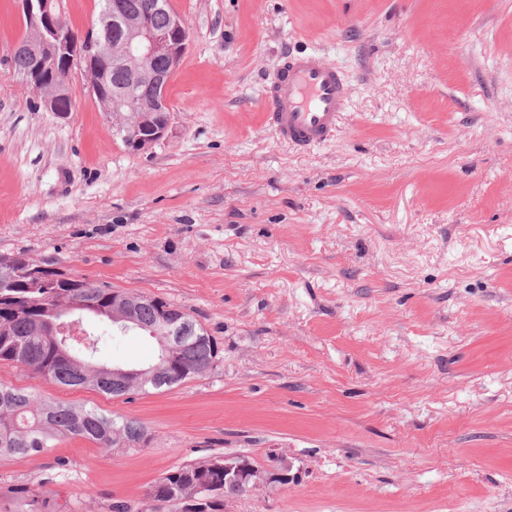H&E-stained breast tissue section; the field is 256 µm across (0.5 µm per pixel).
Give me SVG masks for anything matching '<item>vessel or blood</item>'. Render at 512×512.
Segmentation results:
<instances>
[{
    "label": "vessel or blood",
    "instance_id": "obj_1",
    "mask_svg": "<svg viewBox=\"0 0 512 512\" xmlns=\"http://www.w3.org/2000/svg\"><path fill=\"white\" fill-rule=\"evenodd\" d=\"M347 100L348 87L336 67L286 51L262 107L277 138L306 151L334 136Z\"/></svg>",
    "mask_w": 512,
    "mask_h": 512
}]
</instances>
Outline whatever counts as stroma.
<instances>
[{
    "label": "stroma",
    "instance_id": "1",
    "mask_svg": "<svg viewBox=\"0 0 512 512\" xmlns=\"http://www.w3.org/2000/svg\"><path fill=\"white\" fill-rule=\"evenodd\" d=\"M189 47L168 134L131 152L81 74L61 118L9 64L0 0V256L177 304L213 369L115 398L0 362V382L138 421L143 447L0 456L66 512L142 506L167 471L285 454L224 512H512V0H169ZM348 85L301 152L262 108L284 50ZM131 330L101 361L142 367Z\"/></svg>",
    "mask_w": 512,
    "mask_h": 512
}]
</instances>
